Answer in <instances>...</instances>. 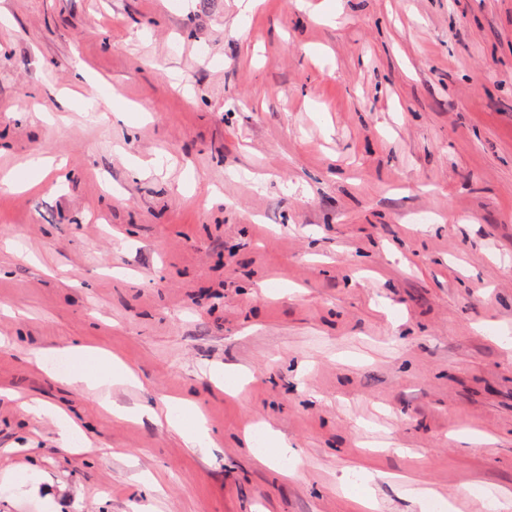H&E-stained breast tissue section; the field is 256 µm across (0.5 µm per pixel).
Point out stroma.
<instances>
[{
    "label": "stroma",
    "mask_w": 512,
    "mask_h": 512,
    "mask_svg": "<svg viewBox=\"0 0 512 512\" xmlns=\"http://www.w3.org/2000/svg\"><path fill=\"white\" fill-rule=\"evenodd\" d=\"M8 173L38 185L0 189V512H420L406 448L440 504L508 512L512 0H0ZM78 344L212 445L32 361ZM104 377L99 372H87L81 370L75 377V381L80 384V387L87 393L94 395L98 400L101 407L112 415V417L129 420L143 417L144 413L150 418H160L162 414L166 423L172 426L183 438L184 442L189 448H197L201 440L206 439L210 443L208 429L205 426V421L199 411L193 410L190 406L184 405L183 411L185 415L191 420V424H185L183 420L174 419L170 414L169 407L160 409V414L156 408L143 407L141 412L134 409L118 405L109 396H101V387L103 385Z\"/></svg>",
    "instance_id": "35a3bbf8"
}]
</instances>
